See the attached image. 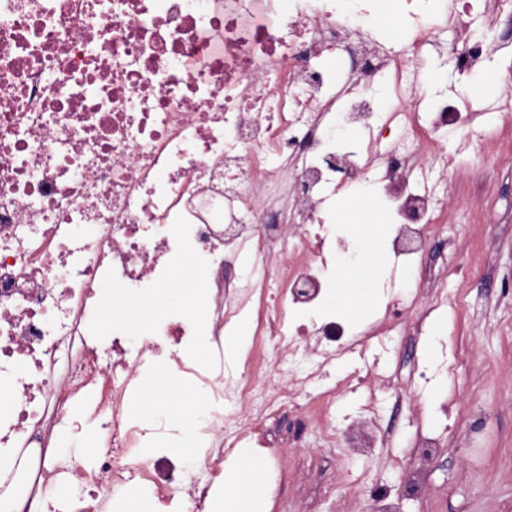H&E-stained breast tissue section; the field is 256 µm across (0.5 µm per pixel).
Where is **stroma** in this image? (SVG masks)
Listing matches in <instances>:
<instances>
[{
    "mask_svg": "<svg viewBox=\"0 0 512 512\" xmlns=\"http://www.w3.org/2000/svg\"><path fill=\"white\" fill-rule=\"evenodd\" d=\"M448 149L459 168L452 183L436 187L447 221L426 254L442 277L440 292L422 288V267H393L385 238L330 228L337 251L359 249L381 264L377 285L343 292L359 310L347 320L351 340L388 333L387 282L407 304L429 309L426 323L439 333H406L390 357L372 351L363 363L339 357L321 367L324 386L336 389L338 432L365 429L367 397H377L386 436L372 447L322 448L304 424L317 409L310 388L296 384L295 406L281 409L273 426L259 424L223 462L228 471L246 459L258 465L262 512H512V161L482 157L474 140H450ZM423 435L439 448L416 492L407 475Z\"/></svg>",
    "mask_w": 512,
    "mask_h": 512,
    "instance_id": "obj_1",
    "label": "stroma"
}]
</instances>
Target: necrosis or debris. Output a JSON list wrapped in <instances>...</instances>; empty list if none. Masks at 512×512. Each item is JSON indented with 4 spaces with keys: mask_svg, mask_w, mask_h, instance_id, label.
Here are the masks:
<instances>
[{
    "mask_svg": "<svg viewBox=\"0 0 512 512\" xmlns=\"http://www.w3.org/2000/svg\"><path fill=\"white\" fill-rule=\"evenodd\" d=\"M410 43L380 50L369 38L374 0H0V512H33L38 491L68 488L81 512H109L145 483L171 486L183 512H209L224 470L227 420L269 419L302 371L304 334L288 312L318 301L327 264L323 212L337 186L372 176L394 228V265L421 258L442 211L432 173H454L441 142L468 138L471 108L435 95L418 111L419 62L431 15L486 19L447 52L471 72L504 49L503 0H401ZM349 63L346 77L322 58ZM392 88L387 106L374 95ZM367 131L345 144L337 122ZM423 166H410L412 155ZM290 259L269 274L270 244ZM203 262L212 306L203 316L160 314L139 332L112 323L94 340L102 284L150 294L171 260ZM273 313L257 320L278 376L236 375L224 334L251 318L255 294ZM204 337L199 372L214 463L187 479L178 459L135 449L163 423L138 425L122 404L140 369ZM110 401L77 404L94 381ZM100 422L93 472L57 455L53 433Z\"/></svg>",
    "mask_w": 512,
    "mask_h": 512,
    "instance_id": "obj_1",
    "label": "necrosis or debris"
}]
</instances>
